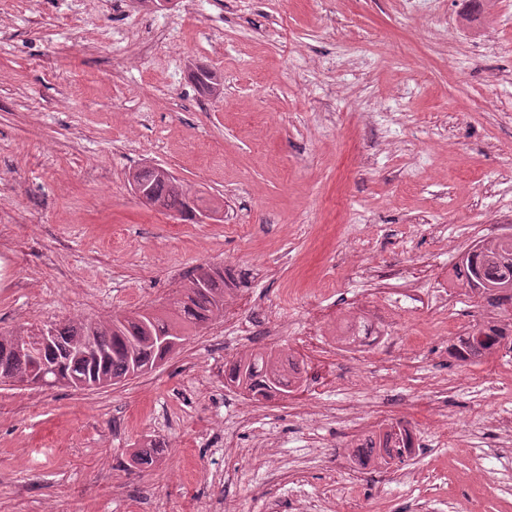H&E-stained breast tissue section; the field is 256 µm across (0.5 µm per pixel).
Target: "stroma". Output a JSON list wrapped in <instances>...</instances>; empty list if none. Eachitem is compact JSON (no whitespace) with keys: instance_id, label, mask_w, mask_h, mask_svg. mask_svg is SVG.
<instances>
[{"instance_id":"35a3bbf8","label":"stroma","mask_w":512,"mask_h":512,"mask_svg":"<svg viewBox=\"0 0 512 512\" xmlns=\"http://www.w3.org/2000/svg\"><path fill=\"white\" fill-rule=\"evenodd\" d=\"M218 80L201 94L194 70ZM168 167L223 205L218 223L144 206L128 175ZM512 0H0V329L165 302L189 270L224 267L240 319L284 309L250 347L324 366L311 420L298 392L266 403L224 378L246 355L216 319L151 373L93 390L0 383V512H512L482 472L508 469L491 417H512V351L448 353L501 310L461 288L459 256L512 232ZM421 282L407 313L400 273ZM381 337L337 347L338 322ZM244 443L224 445L237 417ZM425 439L350 480L364 421ZM160 444L154 464L131 465ZM481 446V463L471 447ZM396 469V470H397Z\"/></svg>"}]
</instances>
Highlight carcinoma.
Returning a JSON list of instances; mask_svg holds the SVG:
<instances>
[{"mask_svg":"<svg viewBox=\"0 0 512 512\" xmlns=\"http://www.w3.org/2000/svg\"><path fill=\"white\" fill-rule=\"evenodd\" d=\"M137 177L164 210L189 220L198 212L202 198L174 188L154 170L141 168ZM455 277L490 304L512 308V236L482 241L479 252L456 266ZM232 286L223 269L201 265L186 275V282L160 309L56 325L48 339L32 350L27 347L31 330L0 331V382L31 375L36 388L76 381L111 386L145 375L176 353L185 336L224 316V298ZM369 335L371 327L362 320L347 326L343 341L361 346ZM507 336H512L509 322L477 326L456 337L449 354L459 361L477 362L492 354ZM224 375L250 397L266 400L290 392L300 382L301 370L297 363L288 364L281 355L260 348L227 364ZM395 447L391 433L378 432L362 439L352 455L362 463L386 465L382 449Z\"/></svg>","mask_w":512,"mask_h":512,"instance_id":"cac0c4a2","label":"carcinoma"}]
</instances>
